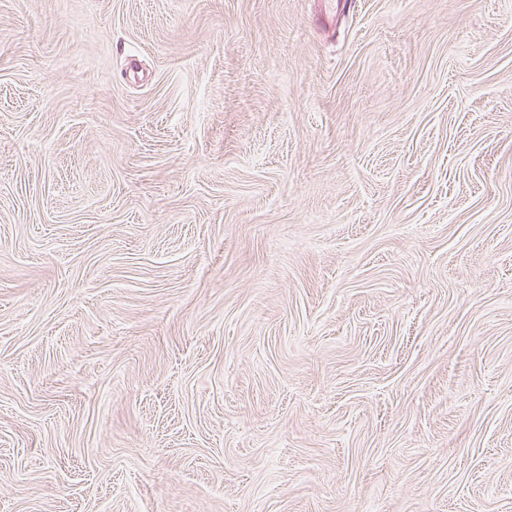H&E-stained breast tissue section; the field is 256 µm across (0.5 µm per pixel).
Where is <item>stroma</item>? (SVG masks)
<instances>
[{
	"mask_svg": "<svg viewBox=\"0 0 512 512\" xmlns=\"http://www.w3.org/2000/svg\"><path fill=\"white\" fill-rule=\"evenodd\" d=\"M0 512H512V0H0Z\"/></svg>",
	"mask_w": 512,
	"mask_h": 512,
	"instance_id": "obj_1",
	"label": "stroma"
}]
</instances>
